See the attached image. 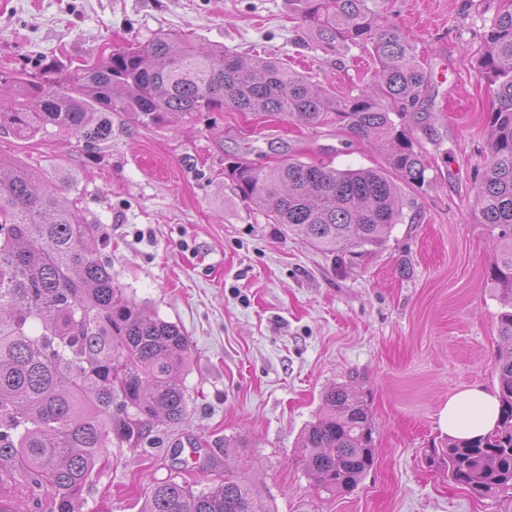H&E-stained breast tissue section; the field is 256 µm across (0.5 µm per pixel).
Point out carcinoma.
<instances>
[{
  "instance_id": "obj_1",
  "label": "carcinoma",
  "mask_w": 512,
  "mask_h": 512,
  "mask_svg": "<svg viewBox=\"0 0 512 512\" xmlns=\"http://www.w3.org/2000/svg\"><path fill=\"white\" fill-rule=\"evenodd\" d=\"M327 56L369 48L371 83L344 97L260 57L245 60L159 34L114 49L70 73L55 63L0 72V128L31 137L51 124L92 151L112 140V114L149 127L181 112L282 114L316 130L342 126L389 148V169H337L299 158L274 167L225 168L240 197L310 245L353 253L403 221L400 184L423 187L427 165L409 122L429 75L414 47L383 23L387 0H289ZM479 69L491 90L487 161L475 181L478 222L494 244L487 275L498 316L500 418L484 436L448 439L434 452L448 481L475 498L512 490V9L485 33ZM8 98H2V94ZM100 228L0 156V478L27 496L0 512H75L112 442L135 449L158 424L188 412L181 374L191 344L177 325L144 314L100 257ZM367 403L347 385L328 389L297 441L296 462L322 488L353 492L374 466ZM140 512H269L255 488L227 471L202 490L173 478L154 485Z\"/></svg>"
}]
</instances>
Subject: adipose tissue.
Instances as JSON below:
<instances>
[{
    "mask_svg": "<svg viewBox=\"0 0 512 512\" xmlns=\"http://www.w3.org/2000/svg\"><path fill=\"white\" fill-rule=\"evenodd\" d=\"M498 416L496 396L482 387L473 386L449 398L439 414V424L450 436L476 438L491 430Z\"/></svg>",
    "mask_w": 512,
    "mask_h": 512,
    "instance_id": "obj_1",
    "label": "adipose tissue"
}]
</instances>
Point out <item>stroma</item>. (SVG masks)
Segmentation results:
<instances>
[{
    "label": "stroma",
    "instance_id": "1",
    "mask_svg": "<svg viewBox=\"0 0 512 512\" xmlns=\"http://www.w3.org/2000/svg\"><path fill=\"white\" fill-rule=\"evenodd\" d=\"M503 0H391L387 25L431 76L429 116L414 135L428 183L402 187L404 219L364 258L320 251L251 208L224 177L229 161L291 156L339 169L385 166L377 145L336 125L309 130L281 115H177L141 127L112 118L94 153L56 127L0 154L47 172L102 225L112 278L188 336V414L137 449L112 448L77 512H140L168 477L200 490L238 467L270 512H512V494L477 499L431 463L439 413L457 391L497 388L493 258L474 210L487 159L490 90L478 68ZM171 33L245 57L271 58L345 96L371 78L372 54L325 55L297 29L288 0H0V70L101 53ZM353 385L375 427V465L358 488L318 487L293 459L324 392ZM240 440L225 448L228 438Z\"/></svg>",
    "mask_w": 512,
    "mask_h": 512
}]
</instances>
